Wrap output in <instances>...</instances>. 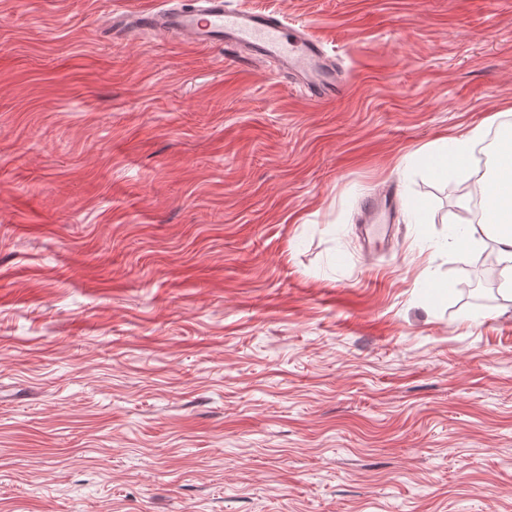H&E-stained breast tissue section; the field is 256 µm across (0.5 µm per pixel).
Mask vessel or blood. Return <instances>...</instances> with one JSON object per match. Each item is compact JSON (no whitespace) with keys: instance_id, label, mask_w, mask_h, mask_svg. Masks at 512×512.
Returning <instances> with one entry per match:
<instances>
[{"instance_id":"b4317fda","label":"vessel or blood","mask_w":512,"mask_h":512,"mask_svg":"<svg viewBox=\"0 0 512 512\" xmlns=\"http://www.w3.org/2000/svg\"><path fill=\"white\" fill-rule=\"evenodd\" d=\"M108 29L116 40L146 32L184 36L200 48L223 51L225 59L242 71L276 63L279 74L304 89L313 101L343 92V77L321 45L274 12L235 8L226 0H198L190 10L115 12Z\"/></svg>"}]
</instances>
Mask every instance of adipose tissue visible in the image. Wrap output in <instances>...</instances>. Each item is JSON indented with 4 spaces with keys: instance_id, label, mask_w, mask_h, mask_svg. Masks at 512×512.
I'll return each mask as SVG.
<instances>
[{
    "instance_id": "1",
    "label": "adipose tissue",
    "mask_w": 512,
    "mask_h": 512,
    "mask_svg": "<svg viewBox=\"0 0 512 512\" xmlns=\"http://www.w3.org/2000/svg\"><path fill=\"white\" fill-rule=\"evenodd\" d=\"M488 197L481 224L464 225L452 236L453 246L461 252L479 245L487 225H494V242L503 264L501 275L505 291L512 295V151L499 155L494 178L487 186Z\"/></svg>"
}]
</instances>
